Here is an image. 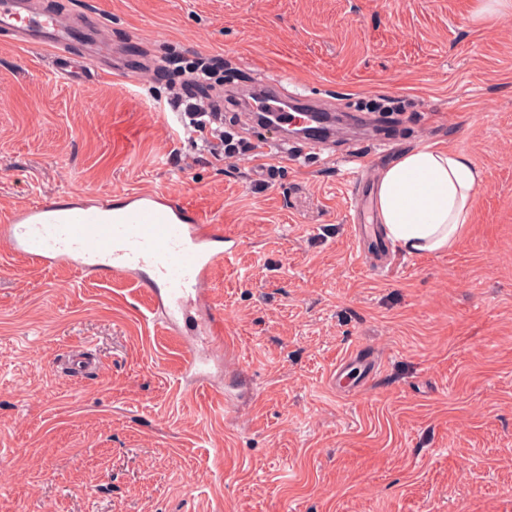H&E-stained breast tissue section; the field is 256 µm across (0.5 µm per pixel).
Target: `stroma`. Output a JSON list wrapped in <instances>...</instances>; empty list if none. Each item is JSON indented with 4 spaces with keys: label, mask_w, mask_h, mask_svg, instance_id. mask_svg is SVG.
<instances>
[{
    "label": "stroma",
    "mask_w": 512,
    "mask_h": 512,
    "mask_svg": "<svg viewBox=\"0 0 512 512\" xmlns=\"http://www.w3.org/2000/svg\"><path fill=\"white\" fill-rule=\"evenodd\" d=\"M44 2L142 46L127 78L68 84L0 41V216L154 188L237 248L186 350L134 282L0 242V512H512V0ZM199 56L222 58L211 94L245 147L221 161L174 133L176 64ZM266 78L383 112L399 150L468 154L484 181L448 250L360 257L346 159L380 174L379 132L259 164L247 144L281 130L239 115ZM355 351L376 375L335 380Z\"/></svg>",
    "instance_id": "obj_1"
}]
</instances>
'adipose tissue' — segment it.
Wrapping results in <instances>:
<instances>
[{"mask_svg":"<svg viewBox=\"0 0 512 512\" xmlns=\"http://www.w3.org/2000/svg\"><path fill=\"white\" fill-rule=\"evenodd\" d=\"M483 173L459 151L424 146L408 150L380 174L377 219L411 253L447 250L468 224Z\"/></svg>","mask_w":512,"mask_h":512,"instance_id":"1","label":"adipose tissue"}]
</instances>
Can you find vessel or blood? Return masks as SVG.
<instances>
[{
	"instance_id": "vessel-or-blood-1",
	"label": "vessel or blood",
	"mask_w": 512,
	"mask_h": 512,
	"mask_svg": "<svg viewBox=\"0 0 512 512\" xmlns=\"http://www.w3.org/2000/svg\"><path fill=\"white\" fill-rule=\"evenodd\" d=\"M0 35L13 45L47 52L55 74L69 83L116 70L112 45L91 13L73 18L38 8L34 0H0ZM285 103L280 83H266L262 106L284 129L293 119ZM355 186L354 229L363 238L374 223L368 173H361ZM0 241L37 267L135 280L150 291L155 311L169 319L183 301L200 296L211 270L230 253L222 225L158 190L125 194L118 206L103 196L79 194L30 203L0 217Z\"/></svg>"
}]
</instances>
